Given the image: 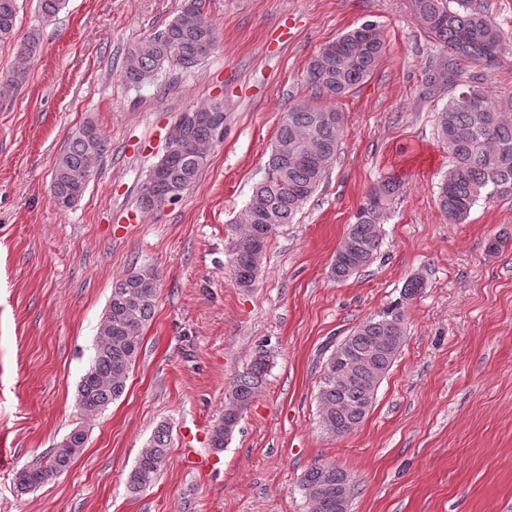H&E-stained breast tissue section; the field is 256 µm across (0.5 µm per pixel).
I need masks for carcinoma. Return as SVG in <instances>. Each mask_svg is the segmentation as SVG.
<instances>
[{
    "label": "carcinoma",
    "mask_w": 512,
    "mask_h": 512,
    "mask_svg": "<svg viewBox=\"0 0 512 512\" xmlns=\"http://www.w3.org/2000/svg\"><path fill=\"white\" fill-rule=\"evenodd\" d=\"M412 0L411 9L433 40L448 48L444 68L448 77L440 81L429 73L427 85L434 90L451 89L448 101L437 112V131L448 149L451 165L438 187L437 205L452 224L463 222L480 200L512 199V118L505 116L487 92L463 79L462 63L491 67L497 63L503 32L487 12L469 5V0ZM18 0H0V42L17 32ZM213 24L202 13L201 0H187L164 29L139 41L126 54L122 77L141 86L155 80L167 65L185 70L204 58V48L214 46ZM339 55L323 61L311 60L306 81L317 92L339 98L363 82L385 52L384 41L360 37L354 28L337 39ZM39 38L30 34L11 63L0 70V96L16 88L27 73ZM469 93L479 101L476 108L462 102ZM334 110L309 100H298L284 113L278 126L265 175L252 196L260 206L245 208L232 225L231 276L239 288L254 284L275 231L291 224L326 177L336 158L342 126L331 117ZM224 120L219 103L196 106L181 113L174 123L179 138L173 142L174 156L156 175L148 176L141 202L153 207L159 198L181 194L197 179L208 161L209 148L216 142L210 117ZM105 144L88 122L73 135L68 149L58 158L52 185V202L61 211L71 209L83 196L93 176L96 160ZM400 180L391 178L375 186L349 225L345 254L334 258L330 272L343 281L368 266L381 248L382 221L387 206L398 192ZM158 277L151 268H135L116 282L94 345L89 368L77 387V405L86 415L96 414L123 395L130 369L141 350L142 334L155 312ZM424 288L419 278L408 280L403 301L381 315L361 323L351 334L346 381L338 382L321 373L320 422L336 437L357 429L365 415L355 408L374 403L373 378L384 377L403 343L404 302ZM270 365L267 350L260 349L250 369L231 386L232 401L215 421L210 446L224 449L243 413L253 402ZM86 430L72 429L52 449L45 464L22 470L17 488L25 493L70 468L85 447ZM169 430L159 426L141 449L128 478V488L138 492L150 486L168 461ZM344 470L334 463L310 467L300 487L311 512H337L336 482Z\"/></svg>",
    "instance_id": "cac0c4a2"
}]
</instances>
